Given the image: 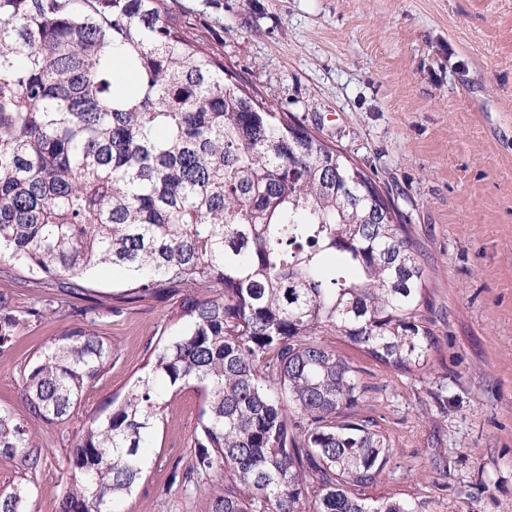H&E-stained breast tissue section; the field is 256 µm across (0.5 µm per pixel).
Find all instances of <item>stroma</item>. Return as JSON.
<instances>
[{
    "label": "stroma",
    "instance_id": "35a3bbf8",
    "mask_svg": "<svg viewBox=\"0 0 512 512\" xmlns=\"http://www.w3.org/2000/svg\"><path fill=\"white\" fill-rule=\"evenodd\" d=\"M188 30L274 111H287L388 193L421 250L436 343L398 373L334 336L359 370L361 416L391 440L368 500L416 512H512V0H171ZM95 301L38 314L50 289L0 279L26 317L0 356V410L27 420L44 463L32 512H58L88 418L121 401L152 351L175 335L172 298L115 301L124 277L94 272ZM112 343L109 370L62 425L32 419L25 368L67 330ZM201 398L168 396L145 475L123 512H205L222 491L193 466Z\"/></svg>",
    "mask_w": 512,
    "mask_h": 512
}]
</instances>
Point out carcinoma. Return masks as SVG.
<instances>
[{
  "label": "carcinoma",
  "mask_w": 512,
  "mask_h": 512,
  "mask_svg": "<svg viewBox=\"0 0 512 512\" xmlns=\"http://www.w3.org/2000/svg\"><path fill=\"white\" fill-rule=\"evenodd\" d=\"M354 176L376 186L228 73L168 0H0V277L86 299L110 265L128 299L180 295L178 333L89 418L59 512H120L190 383L195 466L224 476L207 512H414L362 497L390 443L359 416L356 368L318 340L405 373L435 344L419 248ZM21 321L0 293V355ZM111 364V341L65 332L23 377L30 414L65 423ZM0 457L19 473L0 512H29L40 447L1 411Z\"/></svg>",
  "instance_id": "obj_1"
}]
</instances>
